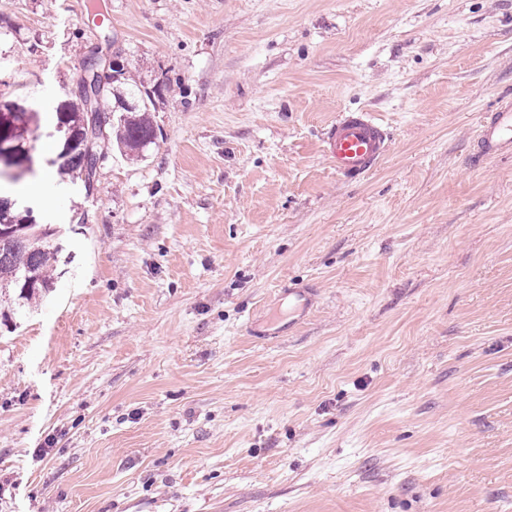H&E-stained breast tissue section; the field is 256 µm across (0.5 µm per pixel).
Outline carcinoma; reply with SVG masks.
<instances>
[{
  "label": "carcinoma",
  "instance_id": "carcinoma-1",
  "mask_svg": "<svg viewBox=\"0 0 512 512\" xmlns=\"http://www.w3.org/2000/svg\"><path fill=\"white\" fill-rule=\"evenodd\" d=\"M155 91L119 69L102 91L98 107L112 114L109 135L115 138L117 147L134 158H139L150 145L156 143L157 128L149 118V104ZM87 100L83 96L68 97L57 103L56 126L66 138L61 151L47 164L55 166L60 176L72 184H81L86 194H91V184L97 171L96 148L88 146L84 119ZM40 113L17 111L12 127L13 138L27 141L30 126L38 125ZM15 224L9 239L0 242V294L3 291H19L14 304L23 308L39 300L54 288V272L59 269L58 247L45 240L43 225L23 223L15 200L0 193V226Z\"/></svg>",
  "mask_w": 512,
  "mask_h": 512
}]
</instances>
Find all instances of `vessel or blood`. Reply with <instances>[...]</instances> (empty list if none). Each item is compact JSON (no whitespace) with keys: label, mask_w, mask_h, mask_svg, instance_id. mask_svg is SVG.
<instances>
[{"label":"vessel or blood","mask_w":512,"mask_h":512,"mask_svg":"<svg viewBox=\"0 0 512 512\" xmlns=\"http://www.w3.org/2000/svg\"><path fill=\"white\" fill-rule=\"evenodd\" d=\"M324 153L337 175L355 179L367 174L387 153L384 125L370 112H346L324 133ZM512 156V98H499L492 112L478 127L469 158L478 169L486 160Z\"/></svg>","instance_id":"1"}]
</instances>
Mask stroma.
Listing matches in <instances>:
<instances>
[{"label":"stroma","mask_w":512,"mask_h":512,"mask_svg":"<svg viewBox=\"0 0 512 512\" xmlns=\"http://www.w3.org/2000/svg\"><path fill=\"white\" fill-rule=\"evenodd\" d=\"M95 46L161 134L19 195L72 262L0 324V512H512V157L468 163L512 0H0L37 172ZM359 111L390 150L347 181ZM324 153L337 175L355 179L367 174L387 153L388 135L371 112H346L324 133Z\"/></svg>","instance_id":"stroma-1"}]
</instances>
